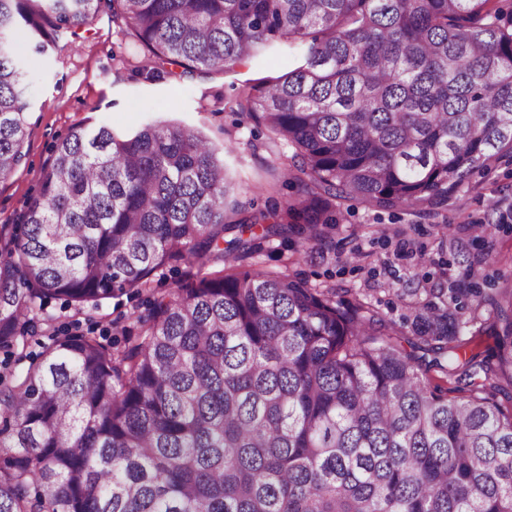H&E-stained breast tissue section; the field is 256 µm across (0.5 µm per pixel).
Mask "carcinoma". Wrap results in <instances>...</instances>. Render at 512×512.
Instances as JSON below:
<instances>
[{
  "instance_id": "obj_1",
  "label": "carcinoma",
  "mask_w": 512,
  "mask_h": 512,
  "mask_svg": "<svg viewBox=\"0 0 512 512\" xmlns=\"http://www.w3.org/2000/svg\"><path fill=\"white\" fill-rule=\"evenodd\" d=\"M145 66L232 71L285 45L277 77L228 102L293 150L303 198L245 210L226 147L177 120L79 125L18 224L0 225V512H512V413L429 384L476 366L512 384V284L489 301L495 366L466 356L448 295L410 332L369 302L285 271L241 269L263 237L336 201L442 217L489 162L512 157V8L497 0H0V179L24 157L26 91L53 34L102 6ZM238 231L226 241L224 233ZM178 261L222 269L151 301L121 351L71 334L49 300L91 315L150 291Z\"/></svg>"
}]
</instances>
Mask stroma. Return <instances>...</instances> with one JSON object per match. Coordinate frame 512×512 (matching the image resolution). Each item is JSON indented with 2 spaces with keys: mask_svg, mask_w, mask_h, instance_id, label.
Wrapping results in <instances>:
<instances>
[{
  "mask_svg": "<svg viewBox=\"0 0 512 512\" xmlns=\"http://www.w3.org/2000/svg\"><path fill=\"white\" fill-rule=\"evenodd\" d=\"M144 50L127 26L115 24L104 8L78 33L63 30L41 72L29 88L26 155L12 174L0 180V225L19 221L27 201L38 191L41 171L56 145L77 125L109 123L131 130L147 119H176L200 128L212 142L229 145L225 162L234 174L237 199L248 211H273L298 195L299 186L284 174L291 151L268 128L242 120L225 107L236 89L249 81L278 75L288 55L269 53L235 71L179 78L164 66H143ZM512 210V161L493 164L473 176L469 190L448 209L447 225L414 221L405 210L377 212L347 200L336 204L334 237L307 248L303 225H291L287 238L262 242L252 260L271 270L289 267L309 286L335 288L342 304L371 302L385 325L412 318L416 303L440 289L452 290L458 304L470 306L473 291L497 295L512 281V220L493 235L476 229L491 202ZM407 289L398 298L397 289ZM150 296L121 295L106 300L96 314L98 329L108 333L113 349L136 337L150 313ZM433 385L456 395L492 398L512 412V386L497 376L477 373L461 380L431 372Z\"/></svg>",
  "mask_w": 512,
  "mask_h": 512,
  "instance_id": "35a3bbf8",
  "label": "stroma"
}]
</instances>
